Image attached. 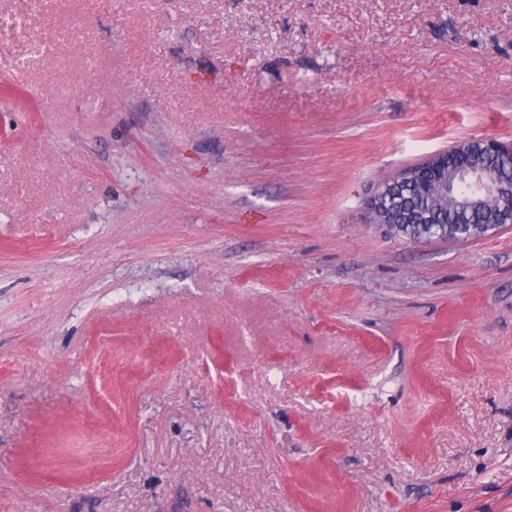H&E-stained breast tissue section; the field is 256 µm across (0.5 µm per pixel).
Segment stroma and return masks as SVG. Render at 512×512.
<instances>
[{
	"instance_id": "35a3bbf8",
	"label": "stroma",
	"mask_w": 512,
	"mask_h": 512,
	"mask_svg": "<svg viewBox=\"0 0 512 512\" xmlns=\"http://www.w3.org/2000/svg\"><path fill=\"white\" fill-rule=\"evenodd\" d=\"M512 142V0H0V512H512V229L364 223ZM507 155L512 160V144L506 145L495 140L468 139L448 149L431 155L425 162L411 169L403 170L396 178L380 185L367 203L364 223L380 224L395 238L421 243L427 240H477L493 235L505 226H512V172L511 180L498 171L490 169L485 159L489 156ZM466 178V190L457 201L448 198L452 180ZM415 192L429 197L434 190L437 206L417 207V198L410 189L400 194L405 209L397 206L401 188H413ZM410 197V198H409ZM447 198V199H445ZM485 211L483 224H457L473 208ZM452 215L443 223H435L439 212ZM453 225V226H450ZM460 225V228H458ZM431 230L421 236L419 231ZM467 229L465 233L462 230Z\"/></svg>"
}]
</instances>
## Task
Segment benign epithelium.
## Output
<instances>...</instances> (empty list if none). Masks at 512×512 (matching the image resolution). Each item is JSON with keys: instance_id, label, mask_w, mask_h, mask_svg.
I'll return each instance as SVG.
<instances>
[{"instance_id": "benign-epithelium-1", "label": "benign epithelium", "mask_w": 512, "mask_h": 512, "mask_svg": "<svg viewBox=\"0 0 512 512\" xmlns=\"http://www.w3.org/2000/svg\"><path fill=\"white\" fill-rule=\"evenodd\" d=\"M505 155L512 160V144L468 139L431 155L425 162L402 171L380 185L367 203L365 223L379 224L395 238L421 243L427 240H477L512 226V179L488 167L486 158ZM466 178V190L453 202L452 215L435 222V206L406 209L396 205L402 188H415L424 196L448 197L452 180ZM485 211L481 224H458L474 208Z\"/></svg>"}]
</instances>
